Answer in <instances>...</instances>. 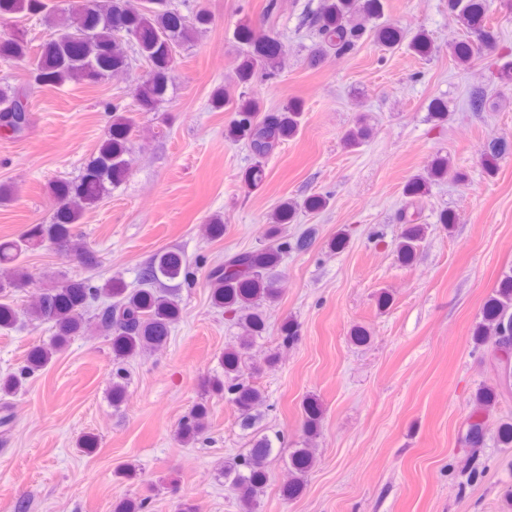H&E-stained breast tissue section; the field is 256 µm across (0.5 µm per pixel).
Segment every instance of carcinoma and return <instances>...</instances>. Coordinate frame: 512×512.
Instances as JSON below:
<instances>
[{"label": "carcinoma", "mask_w": 512, "mask_h": 512, "mask_svg": "<svg viewBox=\"0 0 512 512\" xmlns=\"http://www.w3.org/2000/svg\"><path fill=\"white\" fill-rule=\"evenodd\" d=\"M448 11L476 41L484 46L495 44L497 33L484 23L488 0H448ZM383 0H320L317 11L306 17L305 26L316 38L317 51L324 54L346 55L358 50L364 36L373 34L376 43L385 50L402 44L413 53L426 56L431 52L429 36L420 32L409 42L396 25L382 21ZM34 20L51 29L53 34L35 46L26 31L18 26L20 19ZM212 15L199 8L189 15L170 7L169 0L144 5L141 0H87V5L69 4L64 8L50 7L45 0H0V25L9 30L0 32V61H22L29 65L32 78L39 86L60 89L70 83L89 84L87 67L94 65L112 73H126L133 59L124 44L136 46L138 55L149 63V72L133 88L134 109L105 103L104 111L112 114L108 134L87 159L76 179H59L49 185L56 207L47 223L32 224L15 238L0 239V329L15 326L18 314L11 296L33 284L32 274L22 258L46 244L65 254H73L87 264L93 262L88 246L74 235V225L84 213L112 195L127 177L131 167L130 135L135 125L133 112H153L163 102L172 84L175 58L172 49H184L195 42L199 32L208 28ZM236 37L246 46L237 68V83L242 88L232 107L233 119L225 136L246 143L254 163L243 175L245 184L254 189L266 179L264 161L275 154L282 142L298 133L300 112L286 106L278 112L262 113L259 99L249 93L256 79L276 80L285 67L274 37L242 23ZM452 54L462 63L472 59L470 42L459 39L451 44ZM29 91L24 85L0 86V129L20 136L30 125ZM371 137V128L358 122L343 136L344 147L357 149ZM512 156V140L492 137L485 150L484 170L496 173L500 162ZM453 180L462 184L467 173L451 171L448 158L439 157L424 175H415L403 188V194L413 200L432 185ZM328 199L317 195L303 204L286 200L269 215L266 228L268 244L257 251L236 253L212 267L206 275L212 304L232 315L242 329L237 343L224 348L223 373L205 377L201 387L206 396H219L232 403L239 412L240 427L250 436V448L224 465L222 476L236 491L241 512H257L258 496L266 485L267 461L275 444L283 437H271L260 430L256 408L264 401L262 391L249 380L247 355L253 344L267 333L265 307L281 296L278 268L293 248L308 246L315 232L309 230L290 244L283 237L284 225L291 224L301 208L319 211ZM402 230L395 243L398 261L413 263L428 226L420 222L419 213L403 210ZM192 281L187 260L179 251L157 254L138 271L139 287L126 288L119 280L108 279L97 284L91 278H65L60 285L41 293L29 306L25 316L30 323L49 322L54 328L50 344L33 349L27 364L18 374L0 376V396L15 395L23 381L46 367L61 352L71 337L83 332L84 315L93 311L99 327L110 338L113 362L117 368L112 377V403L119 404L125 392L126 373L121 364L148 349L167 341L171 326L179 319L180 309L174 295L159 288L165 282ZM512 325V269L502 273L497 287L486 301L481 321L473 329V341L478 347L487 339L494 340L502 351L500 362L512 367V338L503 334ZM497 401V393L481 387L474 397V412L470 417L465 439L478 448L485 435L482 414ZM209 414L207 401L194 405L178 432L181 442H195L205 432ZM322 420L321 405L315 399L303 404L302 428L305 442L319 434ZM314 465L313 449L294 448L289 453L292 481L283 489L284 496L293 498L304 487V478Z\"/></svg>", "instance_id": "obj_1"}]
</instances>
